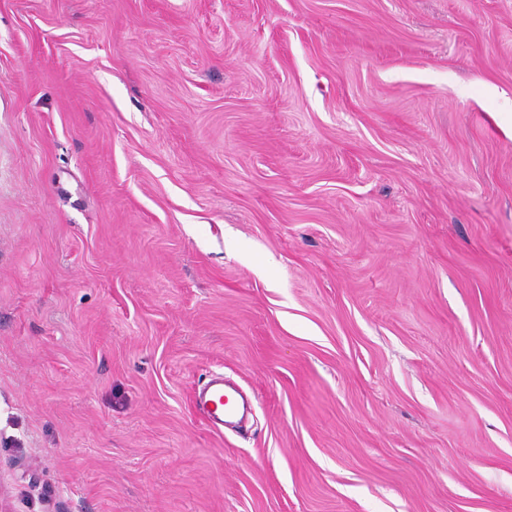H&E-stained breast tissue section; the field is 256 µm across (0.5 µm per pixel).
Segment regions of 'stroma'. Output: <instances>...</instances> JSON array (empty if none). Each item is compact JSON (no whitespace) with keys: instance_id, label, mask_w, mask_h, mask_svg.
Segmentation results:
<instances>
[{"instance_id":"stroma-1","label":"stroma","mask_w":512,"mask_h":512,"mask_svg":"<svg viewBox=\"0 0 512 512\" xmlns=\"http://www.w3.org/2000/svg\"><path fill=\"white\" fill-rule=\"evenodd\" d=\"M0 512H512V0H0ZM194 407L209 427L216 432L224 429V420L232 422L241 410L247 408V400L233 387L224 393V377L211 378L201 389L194 392Z\"/></svg>"}]
</instances>
